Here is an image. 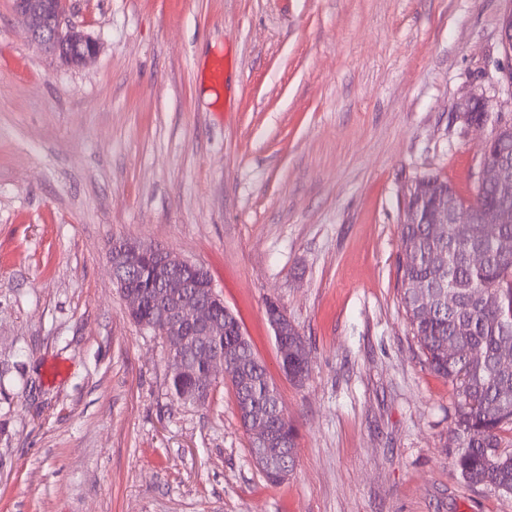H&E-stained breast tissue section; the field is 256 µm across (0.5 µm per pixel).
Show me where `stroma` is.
<instances>
[{
	"label": "stroma",
	"mask_w": 512,
	"mask_h": 512,
	"mask_svg": "<svg viewBox=\"0 0 512 512\" xmlns=\"http://www.w3.org/2000/svg\"><path fill=\"white\" fill-rule=\"evenodd\" d=\"M511 8L68 0L99 43L71 68L0 0V512H512L453 465L454 389L398 273L406 187L477 183L486 133L462 105L512 65ZM119 238L208 269L297 430L284 483L254 463L225 376L205 405L172 396L112 278ZM269 300L306 341L303 381ZM268 321L274 332L276 345L278 348L279 356L284 357L287 362L288 378L294 381H302L308 374V367L303 368L301 363L295 361L288 366V336L293 330H297L288 315L281 308H275L268 315ZM298 378V380H297Z\"/></svg>",
	"instance_id": "35a3bbf8"
}]
</instances>
